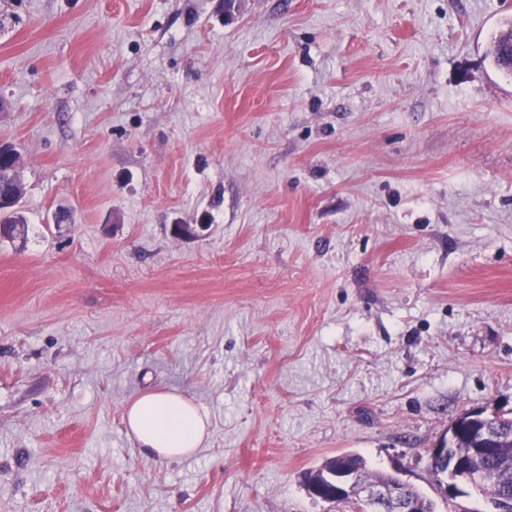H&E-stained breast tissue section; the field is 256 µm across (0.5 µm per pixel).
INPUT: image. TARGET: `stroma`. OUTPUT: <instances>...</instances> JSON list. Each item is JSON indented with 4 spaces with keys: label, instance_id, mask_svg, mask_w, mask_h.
<instances>
[{
    "label": "stroma",
    "instance_id": "35a3bbf8",
    "mask_svg": "<svg viewBox=\"0 0 512 512\" xmlns=\"http://www.w3.org/2000/svg\"><path fill=\"white\" fill-rule=\"evenodd\" d=\"M512 0H0V512H352L512 409ZM70 213L58 224V211ZM152 387L211 435L159 460ZM17 173L16 165H13L11 160L7 157L0 158V199L4 200L13 199L14 196L21 197L23 194V186L21 184L19 175L15 177L12 173ZM123 420L138 447L162 460L191 457L210 436V421L197 404L167 388L141 392ZM335 463L336 465H341L356 471H361L368 479H372L374 481H387L391 479L389 474L371 471L367 467L366 461L362 457L353 454L337 455L336 459L331 458L317 470L322 472L323 469L329 468ZM409 487L400 480L389 484L363 482L357 472L333 469L324 477H315L306 486L307 492L325 502L341 504L346 497L356 499L364 512H419V504L410 500Z\"/></svg>",
    "mask_w": 512,
    "mask_h": 512
}]
</instances>
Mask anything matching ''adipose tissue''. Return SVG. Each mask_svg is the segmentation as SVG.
<instances>
[{
    "label": "adipose tissue",
    "instance_id": "adipose-tissue-1",
    "mask_svg": "<svg viewBox=\"0 0 512 512\" xmlns=\"http://www.w3.org/2000/svg\"><path fill=\"white\" fill-rule=\"evenodd\" d=\"M123 420L138 447L162 460L193 456L210 435V421L197 404L167 388L141 392Z\"/></svg>",
    "mask_w": 512,
    "mask_h": 512
}]
</instances>
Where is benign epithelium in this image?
<instances>
[{
  "label": "benign epithelium",
  "instance_id": "1",
  "mask_svg": "<svg viewBox=\"0 0 512 512\" xmlns=\"http://www.w3.org/2000/svg\"><path fill=\"white\" fill-rule=\"evenodd\" d=\"M494 474L489 471L475 473L469 469H458L452 465L442 474L444 491L453 486L467 487L473 483H487ZM408 486L399 480L388 484H372L360 479L358 473L333 469L324 477H312L306 486L307 492L325 502L340 504L344 499L354 498L363 507V512H419V504L406 495Z\"/></svg>",
  "mask_w": 512,
  "mask_h": 512
}]
</instances>
